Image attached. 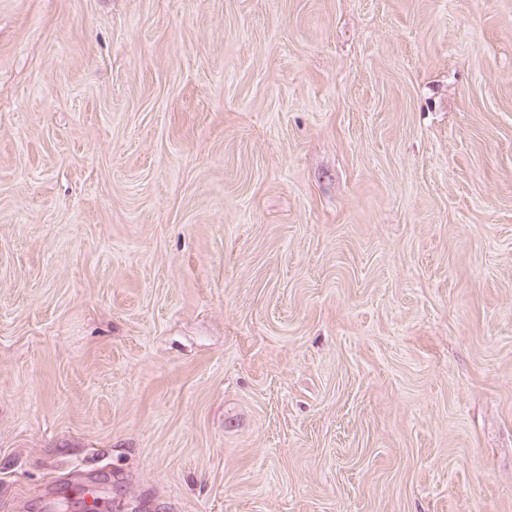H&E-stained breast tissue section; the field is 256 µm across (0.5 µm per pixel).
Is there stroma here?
Returning a JSON list of instances; mask_svg holds the SVG:
<instances>
[{"label":"stroma","instance_id":"35a3bbf8","mask_svg":"<svg viewBox=\"0 0 512 512\" xmlns=\"http://www.w3.org/2000/svg\"><path fill=\"white\" fill-rule=\"evenodd\" d=\"M512 512V0H0V512Z\"/></svg>","mask_w":512,"mask_h":512}]
</instances>
